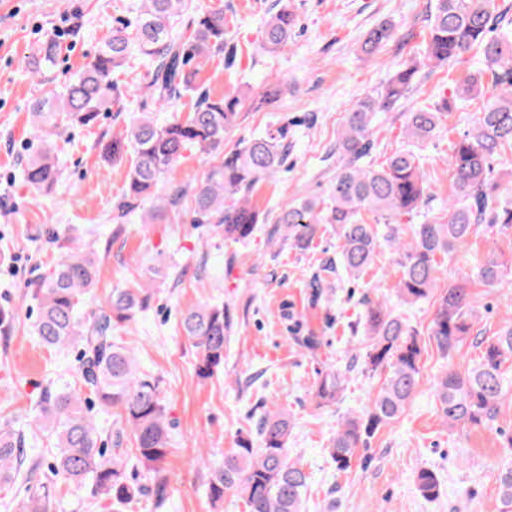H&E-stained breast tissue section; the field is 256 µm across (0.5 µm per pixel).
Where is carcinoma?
Returning a JSON list of instances; mask_svg holds the SVG:
<instances>
[{
  "mask_svg": "<svg viewBox=\"0 0 512 512\" xmlns=\"http://www.w3.org/2000/svg\"><path fill=\"white\" fill-rule=\"evenodd\" d=\"M188 0H139L131 21H112V38L92 55L81 72L68 81L53 100L31 107L39 130L57 121L89 125L99 114L120 103L114 75L128 61L131 42L150 61L148 88L164 104L182 87L195 86L202 60L224 52V13L201 12L192 21L187 39L176 31ZM496 0H436L428 25V45L423 58L395 72L386 86L359 101L345 113L337 150L342 163L326 197H304L287 204L277 223L288 240L300 249L312 243L318 226L336 225L339 267L349 277H361L374 264L381 245L395 255L399 278L396 296L406 304L433 301L429 336L447 368L435 376L433 395L443 422L451 428L487 427L512 392V321L492 337L472 336L475 300L468 279L438 292L436 283L444 258L462 246L484 224L489 232L512 231V199L498 193L492 163L505 146H512V29L496 26ZM298 19L287 7L272 13L263 28V46L276 53L294 37ZM395 37V27L384 22L363 35L362 50L371 55ZM481 50L487 72L498 92L477 113L473 127L455 143L448 157L452 194L448 219L411 225L404 240L400 217L414 216L426 203L425 183L418 157L411 150L397 151L375 168L362 163L373 147L372 124L378 112L388 111L405 97L424 67H445L472 49ZM57 46L46 40L36 53L34 71L45 74L56 64ZM482 77L457 83L455 98H476ZM240 98H214L204 89L184 119L159 123L145 112L125 132L105 145V155L118 161L135 154L128 189L119 209L133 210L150 197L167 170L184 151L196 148L210 169L196 190L193 223L208 224L224 240L247 244L255 236L260 214L243 199L260 180L274 175L287 159L285 131L267 132L224 152V134L235 124ZM449 106L418 107L406 115L404 134L423 143L440 128ZM57 146L43 138L23 168L27 185L36 193L59 178ZM385 225L378 235L363 214ZM506 265L490 252L478 268V280L488 288L512 285ZM98 274L96 252L71 244L60 260L41 278L35 298L34 324L41 344L62 348L81 344L80 389L47 388L39 401L38 421L55 439L54 477L77 486L91 482L94 492L112 505H125L141 488L126 475L134 458L147 470L157 471L170 446L169 421L160 378L140 371L130 351L112 335L115 325L133 321L149 307L147 288H114L106 307L85 316V297ZM362 326L366 337L365 369L386 371L370 408L347 419L336 431L328 454L338 471H347L359 449H365L383 426L396 421L410 403L421 378L422 346L419 333L384 300L366 299ZM185 336L196 349V376L208 380L224 367V343L229 323L221 304L192 308L182 315ZM472 340L478 351L474 364L462 368L451 362L461 344ZM345 375L328 367L318 373L311 394L320 405L330 404L343 391ZM117 410L121 426L104 447L89 405ZM291 415L280 409L267 411L259 422L257 440L242 438L224 462L207 466V496L212 504L224 502L228 492L242 500L248 512H301L309 477L303 464L288 457ZM133 447L125 448V440ZM23 456L21 439L0 426V484L18 482ZM26 496L20 512H50L52 489L32 484V471L23 479ZM500 512H512V466L497 475ZM421 495L433 500L441 494L437 475L422 469L416 476Z\"/></svg>",
  "mask_w": 512,
  "mask_h": 512,
  "instance_id": "carcinoma-1",
  "label": "carcinoma"
}]
</instances>
